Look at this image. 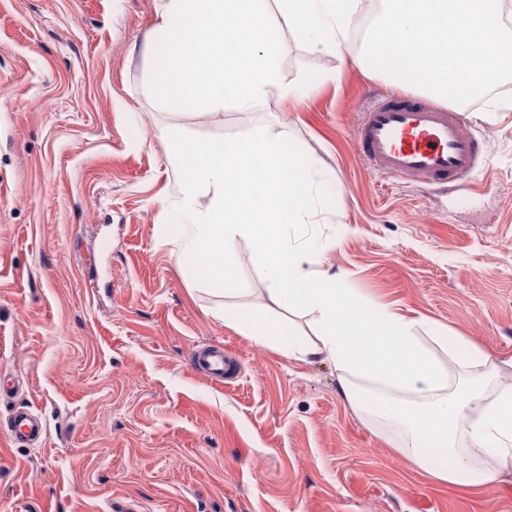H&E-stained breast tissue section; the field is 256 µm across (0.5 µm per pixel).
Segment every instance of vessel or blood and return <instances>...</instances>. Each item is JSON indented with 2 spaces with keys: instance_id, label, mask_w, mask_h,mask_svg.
Here are the masks:
<instances>
[{
  "instance_id": "b4317fda",
  "label": "vessel or blood",
  "mask_w": 512,
  "mask_h": 512,
  "mask_svg": "<svg viewBox=\"0 0 512 512\" xmlns=\"http://www.w3.org/2000/svg\"><path fill=\"white\" fill-rule=\"evenodd\" d=\"M356 149L369 167L426 185L458 184L480 165L477 139L466 132L461 115L413 95L374 99L358 128ZM197 372L220 381L230 366L223 347H208L193 354ZM11 439H37L41 423L28 410L16 411L10 421Z\"/></svg>"
}]
</instances>
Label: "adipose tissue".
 Instances as JSON below:
<instances>
[{
  "instance_id": "ef3b65f1",
  "label": "adipose tissue",
  "mask_w": 512,
  "mask_h": 512,
  "mask_svg": "<svg viewBox=\"0 0 512 512\" xmlns=\"http://www.w3.org/2000/svg\"><path fill=\"white\" fill-rule=\"evenodd\" d=\"M276 2L284 22L299 23L307 41L337 50L347 42L362 0ZM243 155L264 171L263 183L251 188L262 206L240 202L243 173L227 160ZM171 156L186 172L181 206L192 217L172 227L178 261L189 262L198 279L242 295L248 285L235 276L233 260L240 240H249L270 299L315 313L318 330L305 339L285 320L260 327L237 307L218 310L217 318L285 357L333 360L345 399L382 426L394 449L428 480L477 493L512 472V386L491 395L481 381L450 380L448 366L459 352L476 367L489 362L485 351L447 328L426 331L419 320L378 310L341 288L336 277L302 271L286 230L310 210L314 182L308 163L287 150L278 132L264 126L242 141L177 140ZM202 195L211 198L204 210L196 207Z\"/></svg>"
}]
</instances>
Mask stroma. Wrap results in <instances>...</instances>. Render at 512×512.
Here are the masks:
<instances>
[{
	"label": "stroma",
	"instance_id": "stroma-1",
	"mask_svg": "<svg viewBox=\"0 0 512 512\" xmlns=\"http://www.w3.org/2000/svg\"><path fill=\"white\" fill-rule=\"evenodd\" d=\"M157 0H0V512H512V478L473 495L420 477L340 394L333 362L284 357L225 326L274 318L240 241L230 299L174 254L171 136L236 140L269 122L316 171L289 229L307 272L512 358V81L459 112L489 171L452 191L373 172L361 113L396 84L271 19L281 75L318 78L266 116L161 112L144 90ZM236 355L214 382L192 351ZM43 424L10 441L13 410Z\"/></svg>",
	"mask_w": 512,
	"mask_h": 512
}]
</instances>
